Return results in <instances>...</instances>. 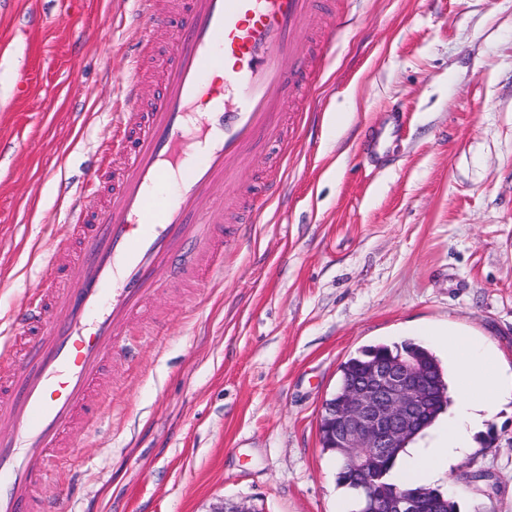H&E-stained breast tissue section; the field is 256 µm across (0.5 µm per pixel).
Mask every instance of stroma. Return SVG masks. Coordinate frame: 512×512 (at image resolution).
<instances>
[{
	"mask_svg": "<svg viewBox=\"0 0 512 512\" xmlns=\"http://www.w3.org/2000/svg\"><path fill=\"white\" fill-rule=\"evenodd\" d=\"M183 3L155 0L166 21L145 34L116 25L138 0H0V331L45 255L67 265L71 196L108 202L80 186L112 147L131 55L144 102L160 92ZM332 3L315 18L341 25L324 69L242 174L249 192L284 171L281 198L228 230L223 279L153 297L156 334L113 359L44 490L64 512H338L319 422L348 357L419 340L444 364L430 333L448 327L512 372V0ZM431 486L458 512H512L511 397Z\"/></svg>",
	"mask_w": 512,
	"mask_h": 512,
	"instance_id": "obj_1",
	"label": "stroma"
}]
</instances>
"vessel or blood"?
I'll list each match as a JSON object with an SVG mask.
<instances>
[{
  "instance_id": "vessel-or-blood-1",
  "label": "vessel or blood",
  "mask_w": 512,
  "mask_h": 512,
  "mask_svg": "<svg viewBox=\"0 0 512 512\" xmlns=\"http://www.w3.org/2000/svg\"><path fill=\"white\" fill-rule=\"evenodd\" d=\"M324 0H187L162 74L163 88L140 111V85L129 76L128 111L114 113L125 141L117 197L91 215L71 204L76 230L61 243L73 272L47 260L36 288L0 334V512H57L41 485L71 448L75 431L96 416L114 355L134 359L130 334L149 301L171 279L185 284L224 274V222L240 170L279 132L282 105L306 70L310 24ZM154 0L124 16L143 30L157 22ZM222 82L211 87V75ZM196 145L188 156V145ZM228 190L214 203L215 184ZM283 179L268 182L242 216L255 223Z\"/></svg>"
}]
</instances>
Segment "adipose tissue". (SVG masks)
Segmentation results:
<instances>
[{
	"mask_svg": "<svg viewBox=\"0 0 512 512\" xmlns=\"http://www.w3.org/2000/svg\"><path fill=\"white\" fill-rule=\"evenodd\" d=\"M443 344L459 384L454 417L448 423L447 446L422 454L410 445L400 454L398 468L414 478L425 471L448 468L453 449L466 447L471 433L482 425L501 399L512 392V384L504 381L489 352L451 330L446 332Z\"/></svg>",
	"mask_w": 512,
	"mask_h": 512,
	"instance_id": "1",
	"label": "adipose tissue"
}]
</instances>
